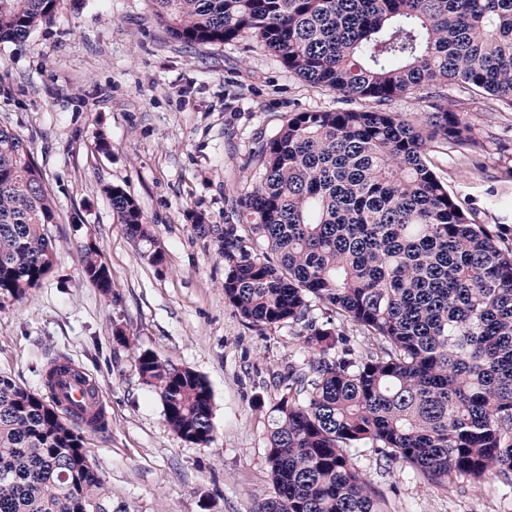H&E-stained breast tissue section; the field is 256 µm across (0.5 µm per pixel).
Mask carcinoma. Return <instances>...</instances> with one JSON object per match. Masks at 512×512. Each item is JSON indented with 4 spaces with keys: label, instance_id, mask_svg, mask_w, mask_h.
Masks as SVG:
<instances>
[{
    "label": "carcinoma",
    "instance_id": "1",
    "mask_svg": "<svg viewBox=\"0 0 512 512\" xmlns=\"http://www.w3.org/2000/svg\"><path fill=\"white\" fill-rule=\"evenodd\" d=\"M59 0H0V43H21ZM156 23L186 46L250 34L288 71L368 110L292 112L245 166L246 192L224 199V226L196 217L224 260V300L250 325L300 326L306 365L288 370L266 448L276 496L262 512H383L355 462L370 446L425 483L499 479L512 487V247L474 219L427 159L430 144L477 153L469 113L442 89L462 85L512 106V0H150ZM427 104L415 121L391 104ZM105 193L118 223L163 253L139 204ZM56 203L29 144L0 124V304L54 270ZM82 272L109 295L98 247ZM319 303L336 321L317 324ZM359 327L366 343L342 330ZM135 364L188 443L213 435L205 379L150 350ZM51 369L44 391L0 375V512H112L87 465Z\"/></svg>",
    "mask_w": 512,
    "mask_h": 512
}]
</instances>
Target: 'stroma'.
<instances>
[{
	"instance_id": "35a3bbf8",
	"label": "stroma",
	"mask_w": 512,
	"mask_h": 512,
	"mask_svg": "<svg viewBox=\"0 0 512 512\" xmlns=\"http://www.w3.org/2000/svg\"><path fill=\"white\" fill-rule=\"evenodd\" d=\"M486 154L428 159L480 223L512 233V107L452 85ZM333 92L290 73L247 36L185 46L151 18L148 0H62L19 45L0 44V123L42 167L59 222L52 274L0 308V375L41 390L65 358L103 396L108 427L85 436L112 489V512H261L275 494L266 463L276 373L303 359L293 326L255 327L224 301V262L196 217L224 221V198L246 188L256 137L292 112L337 107ZM109 148H98L99 140ZM123 188L154 228L150 265L117 223L105 186ZM99 246L112 294L85 280L81 248ZM150 350L208 382L214 433L205 445L166 424L135 365ZM384 512H512V489L458 479L424 484L373 448L357 459Z\"/></svg>"
}]
</instances>
